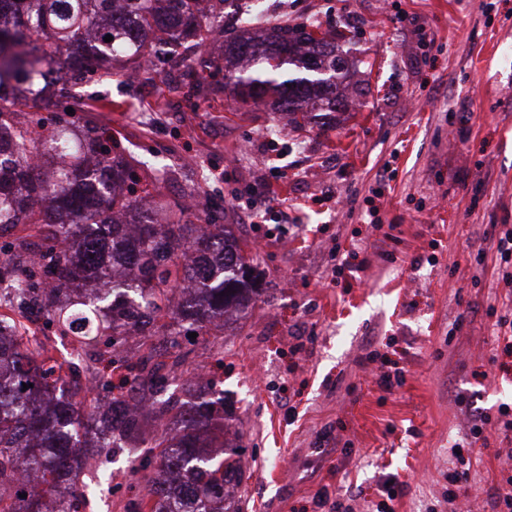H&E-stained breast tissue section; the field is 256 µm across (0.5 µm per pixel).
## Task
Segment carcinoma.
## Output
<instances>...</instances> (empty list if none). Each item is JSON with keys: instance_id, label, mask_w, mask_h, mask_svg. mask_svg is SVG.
<instances>
[{"instance_id": "1", "label": "carcinoma", "mask_w": 512, "mask_h": 512, "mask_svg": "<svg viewBox=\"0 0 512 512\" xmlns=\"http://www.w3.org/2000/svg\"><path fill=\"white\" fill-rule=\"evenodd\" d=\"M114 2L0 0V286L14 291L0 301V483L16 482L0 512H44V495L49 512H78L90 437L130 457L143 491L129 512H228L243 479L224 458L236 452L224 390L182 370L180 337L247 312L258 283L245 243L166 199L106 130L68 119L69 107L95 111L77 88L155 58L203 65L195 50L218 29L233 108L321 128L349 109L352 65L327 33L286 22L255 33L250 14L228 28V0H207L205 13L202 0H121L119 13ZM31 246L36 267L19 259ZM34 313L69 339L68 356L26 324ZM127 336L141 349L118 351ZM179 389L192 401L178 403Z\"/></svg>"}]
</instances>
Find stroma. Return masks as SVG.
Instances as JSON below:
<instances>
[{
    "label": "stroma",
    "mask_w": 512,
    "mask_h": 512,
    "mask_svg": "<svg viewBox=\"0 0 512 512\" xmlns=\"http://www.w3.org/2000/svg\"><path fill=\"white\" fill-rule=\"evenodd\" d=\"M265 2L257 27L313 21L354 49L368 92L336 127L281 120L272 134L266 117L231 111L214 32L201 50L210 67L190 78L82 88L93 120L155 167L161 192L218 212L261 274L246 315L182 340L189 368L224 361L225 425L248 473L234 501L320 512L322 490L376 512L392 476L405 486L394 512H441L461 455L471 469L457 512H491L501 437L490 428L471 444L454 398L493 417L512 406V354L495 329L512 283L490 250L496 226L512 225V0ZM271 172L284 224L264 213ZM394 370L403 385L380 388ZM96 463L112 483L87 478L85 512H127L126 453Z\"/></svg>",
    "instance_id": "stroma-1"
}]
</instances>
